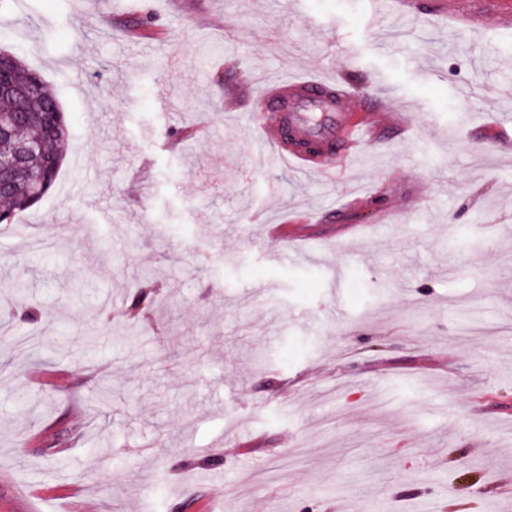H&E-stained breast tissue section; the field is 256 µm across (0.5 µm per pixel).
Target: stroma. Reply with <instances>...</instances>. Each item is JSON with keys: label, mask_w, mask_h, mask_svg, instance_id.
I'll return each instance as SVG.
<instances>
[{"label": "stroma", "mask_w": 512, "mask_h": 512, "mask_svg": "<svg viewBox=\"0 0 512 512\" xmlns=\"http://www.w3.org/2000/svg\"><path fill=\"white\" fill-rule=\"evenodd\" d=\"M511 9H1L0 50L38 67L72 135L28 234L0 224V321L14 275L34 314L0 342V512H512V156L473 164L512 136ZM295 74L376 83L407 127L336 182L298 177L250 122ZM146 279L160 303L132 327Z\"/></svg>", "instance_id": "1"}]
</instances>
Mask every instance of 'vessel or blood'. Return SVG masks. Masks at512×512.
Returning a JSON list of instances; mask_svg holds the SVG:
<instances>
[{
    "label": "vessel or blood",
    "mask_w": 512,
    "mask_h": 512,
    "mask_svg": "<svg viewBox=\"0 0 512 512\" xmlns=\"http://www.w3.org/2000/svg\"><path fill=\"white\" fill-rule=\"evenodd\" d=\"M258 100L264 118L258 135L271 147L273 163L325 180L335 176L334 156H354L381 128L400 125L398 114L380 111L372 91L356 95L319 77H293L262 90Z\"/></svg>",
    "instance_id": "b4317fda"
}]
</instances>
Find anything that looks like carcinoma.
I'll return each instance as SVG.
<instances>
[{
  "mask_svg": "<svg viewBox=\"0 0 512 512\" xmlns=\"http://www.w3.org/2000/svg\"><path fill=\"white\" fill-rule=\"evenodd\" d=\"M11 123L15 143H32L36 153L29 156L13 177L12 193L4 212L12 224L16 217L38 200L34 191L48 192L63 162L62 146L70 138L66 115L52 89L32 63L21 58L15 66V88L0 94V119Z\"/></svg>",
  "mask_w": 512,
  "mask_h": 512,
  "instance_id": "1",
  "label": "carcinoma"
}]
</instances>
